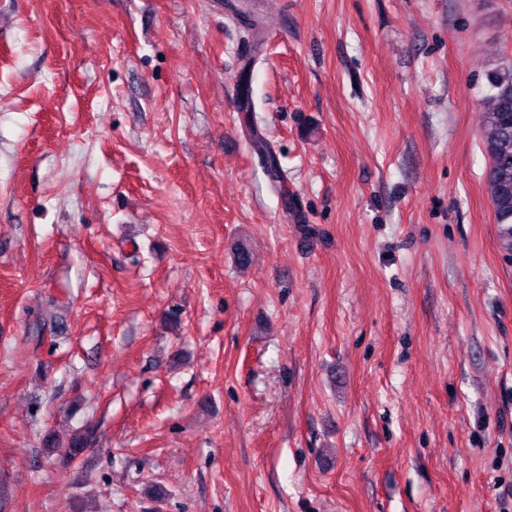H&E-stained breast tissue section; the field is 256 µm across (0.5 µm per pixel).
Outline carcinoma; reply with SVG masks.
<instances>
[{"label":"carcinoma","mask_w":512,"mask_h":512,"mask_svg":"<svg viewBox=\"0 0 512 512\" xmlns=\"http://www.w3.org/2000/svg\"><path fill=\"white\" fill-rule=\"evenodd\" d=\"M489 89L482 99L478 120L484 133V151L489 163L485 180L504 253L512 255V61L497 65L488 74ZM267 172L274 180L282 178L276 157L267 145L259 144ZM47 448L63 449V458L72 461L91 447L93 431L81 428L64 441L52 432L43 438Z\"/></svg>","instance_id":"1"}]
</instances>
